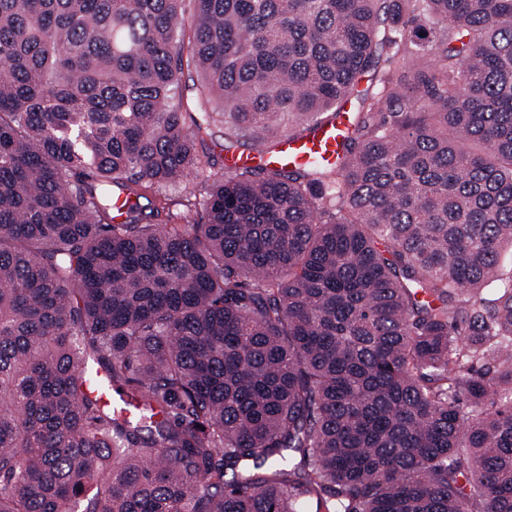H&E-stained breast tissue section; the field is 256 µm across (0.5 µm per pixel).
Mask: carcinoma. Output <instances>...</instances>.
Here are the masks:
<instances>
[{
  "label": "carcinoma",
  "instance_id": "obj_1",
  "mask_svg": "<svg viewBox=\"0 0 512 512\" xmlns=\"http://www.w3.org/2000/svg\"><path fill=\"white\" fill-rule=\"evenodd\" d=\"M506 245L512 0H0V512H512ZM313 132L305 138H282L274 154L263 157L242 155L232 157L231 166H303L315 162L333 163L339 141L351 133L347 113L342 112L332 122L311 125ZM224 140V122H216L210 127L208 135L204 136L203 141L196 142V151L202 159L203 167L196 174L191 175L183 183L167 189L166 194L169 203V215L167 209L155 219L158 224H187L186 220L180 219L187 214V208L183 204L202 202L206 196L212 179L216 173L221 174L225 171L226 157L235 154H248L250 143L240 142L227 155ZM209 162V163H208Z\"/></svg>",
  "mask_w": 512,
  "mask_h": 512
}]
</instances>
